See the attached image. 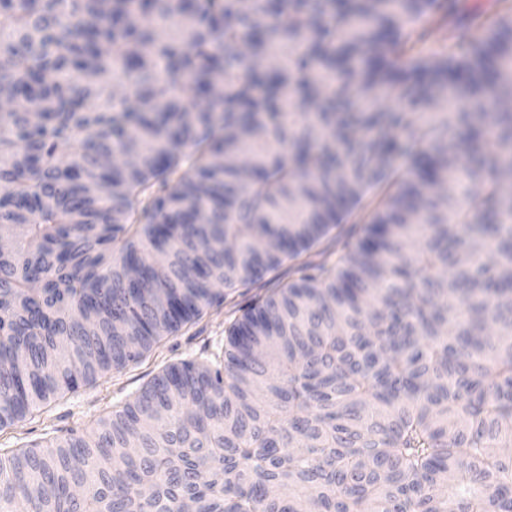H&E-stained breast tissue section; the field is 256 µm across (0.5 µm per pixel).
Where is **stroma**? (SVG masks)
Segmentation results:
<instances>
[{
	"mask_svg": "<svg viewBox=\"0 0 512 512\" xmlns=\"http://www.w3.org/2000/svg\"><path fill=\"white\" fill-rule=\"evenodd\" d=\"M230 315L227 308L215 305L206 309L202 318L165 338L138 364L110 372L68 394L44 405L17 426L0 431L5 445H47L70 432L95 426L100 418L131 400L164 366L184 359H204L224 344Z\"/></svg>",
	"mask_w": 512,
	"mask_h": 512,
	"instance_id": "1",
	"label": "stroma"
}]
</instances>
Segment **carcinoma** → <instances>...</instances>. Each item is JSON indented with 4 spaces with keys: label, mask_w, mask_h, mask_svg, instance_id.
Returning a JSON list of instances; mask_svg holds the SVG:
<instances>
[{
    "label": "carcinoma",
    "mask_w": 512,
    "mask_h": 512,
    "mask_svg": "<svg viewBox=\"0 0 512 512\" xmlns=\"http://www.w3.org/2000/svg\"><path fill=\"white\" fill-rule=\"evenodd\" d=\"M499 5L430 59L405 24L429 14L451 39V2L0 0V228L17 240L0 251V430L291 262L223 356L0 451V512H512ZM369 187L387 194L363 237L314 251Z\"/></svg>",
    "instance_id": "1"
}]
</instances>
